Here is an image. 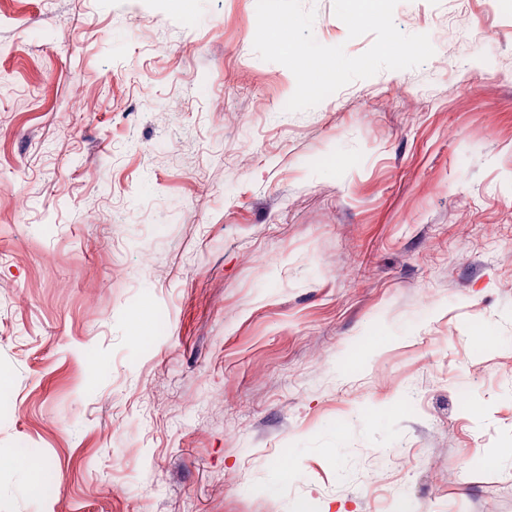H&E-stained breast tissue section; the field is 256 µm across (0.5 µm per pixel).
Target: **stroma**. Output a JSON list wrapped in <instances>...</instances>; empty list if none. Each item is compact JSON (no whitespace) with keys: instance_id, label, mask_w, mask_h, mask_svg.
<instances>
[{"instance_id":"obj_1","label":"stroma","mask_w":512,"mask_h":512,"mask_svg":"<svg viewBox=\"0 0 512 512\" xmlns=\"http://www.w3.org/2000/svg\"><path fill=\"white\" fill-rule=\"evenodd\" d=\"M394 22L0 0V512H512V0Z\"/></svg>"}]
</instances>
